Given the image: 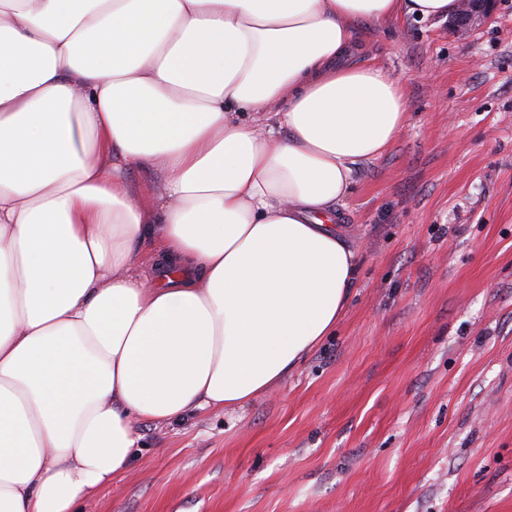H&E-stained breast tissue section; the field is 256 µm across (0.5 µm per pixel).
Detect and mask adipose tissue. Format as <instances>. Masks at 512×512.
<instances>
[{"label": "adipose tissue", "instance_id": "ef3b65f1", "mask_svg": "<svg viewBox=\"0 0 512 512\" xmlns=\"http://www.w3.org/2000/svg\"><path fill=\"white\" fill-rule=\"evenodd\" d=\"M457 9L0 0V512H74L139 422L243 406L333 332L336 206L409 109L354 30Z\"/></svg>", "mask_w": 512, "mask_h": 512}]
</instances>
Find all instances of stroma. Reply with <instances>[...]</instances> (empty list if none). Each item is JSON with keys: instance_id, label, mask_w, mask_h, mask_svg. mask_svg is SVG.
<instances>
[{"instance_id": "obj_1", "label": "stroma", "mask_w": 512, "mask_h": 512, "mask_svg": "<svg viewBox=\"0 0 512 512\" xmlns=\"http://www.w3.org/2000/svg\"><path fill=\"white\" fill-rule=\"evenodd\" d=\"M405 131L337 207L356 283L333 336L243 407L143 421L77 512H512V0L360 25ZM496 0H461L462 7L456 15V28L465 33L468 26L491 18Z\"/></svg>"}]
</instances>
